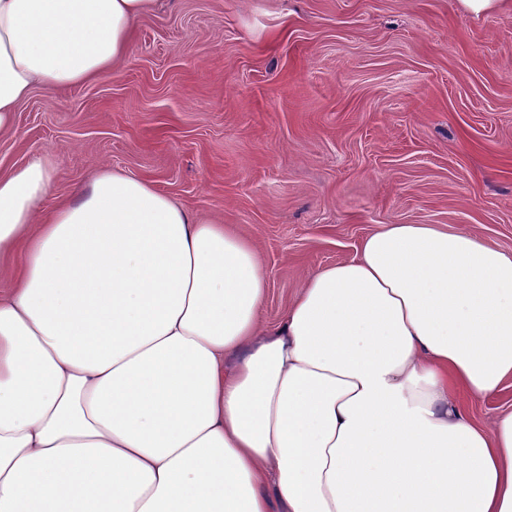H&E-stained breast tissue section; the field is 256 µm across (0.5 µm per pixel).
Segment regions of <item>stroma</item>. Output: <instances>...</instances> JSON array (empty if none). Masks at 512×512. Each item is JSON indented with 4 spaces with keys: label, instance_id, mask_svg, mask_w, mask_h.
<instances>
[{
    "label": "stroma",
    "instance_id": "obj_1",
    "mask_svg": "<svg viewBox=\"0 0 512 512\" xmlns=\"http://www.w3.org/2000/svg\"><path fill=\"white\" fill-rule=\"evenodd\" d=\"M51 153V213L102 167L254 239L277 322L383 224L512 252V0H165L113 71L34 89L0 174Z\"/></svg>",
    "mask_w": 512,
    "mask_h": 512
}]
</instances>
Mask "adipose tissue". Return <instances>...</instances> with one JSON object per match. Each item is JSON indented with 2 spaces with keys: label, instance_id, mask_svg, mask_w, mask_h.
I'll return each instance as SVG.
<instances>
[{
  "label": "adipose tissue",
  "instance_id": "ef3b65f1",
  "mask_svg": "<svg viewBox=\"0 0 512 512\" xmlns=\"http://www.w3.org/2000/svg\"><path fill=\"white\" fill-rule=\"evenodd\" d=\"M155 0H0V132ZM0 175V512H512V253L385 224L261 322L259 250L103 167ZM512 406V382H505L502 389L493 397L486 400L471 398L468 408L477 421H486L492 418L503 408Z\"/></svg>",
  "mask_w": 512,
  "mask_h": 512
}]
</instances>
